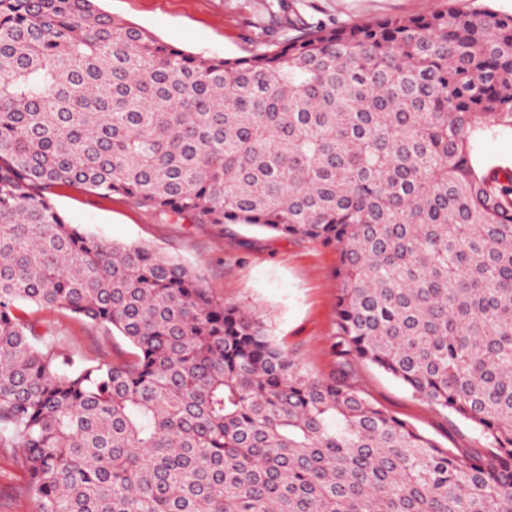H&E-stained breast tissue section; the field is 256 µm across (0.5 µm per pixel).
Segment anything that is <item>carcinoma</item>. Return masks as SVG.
Wrapping results in <instances>:
<instances>
[{
  "label": "carcinoma",
  "mask_w": 512,
  "mask_h": 512,
  "mask_svg": "<svg viewBox=\"0 0 512 512\" xmlns=\"http://www.w3.org/2000/svg\"><path fill=\"white\" fill-rule=\"evenodd\" d=\"M512 14L318 24L201 58L95 0H0V447L37 512H512ZM336 252L338 370L55 189ZM128 345L90 358L29 317ZM370 364L488 449L365 396ZM476 159L480 167L512 168V134L483 136L476 146Z\"/></svg>",
  "instance_id": "carcinoma-1"
}]
</instances>
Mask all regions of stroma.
I'll return each instance as SVG.
<instances>
[{"instance_id": "35a3bbf8", "label": "stroma", "mask_w": 512, "mask_h": 512, "mask_svg": "<svg viewBox=\"0 0 512 512\" xmlns=\"http://www.w3.org/2000/svg\"><path fill=\"white\" fill-rule=\"evenodd\" d=\"M473 0H99L108 16L143 27L191 54L242 57L281 43L298 28L355 25L392 16L430 15ZM53 201L69 223L103 238L149 244L198 269L213 294L263 316L278 343L314 375L335 368L336 254L320 245L271 235L229 232L135 207L119 194L100 198L79 187L57 189ZM88 355L122 340L51 310H32ZM355 374L375 402L442 446L482 452L478 434L453 415L436 413L410 390L359 363ZM29 479L13 448H0V512H37Z\"/></svg>"}]
</instances>
